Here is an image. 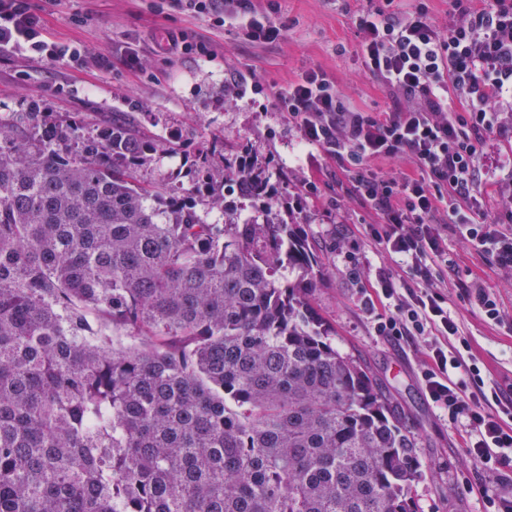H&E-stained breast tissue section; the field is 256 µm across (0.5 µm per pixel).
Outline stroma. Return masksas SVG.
Segmentation results:
<instances>
[{"instance_id":"obj_1","label":"stroma","mask_w":512,"mask_h":512,"mask_svg":"<svg viewBox=\"0 0 512 512\" xmlns=\"http://www.w3.org/2000/svg\"><path fill=\"white\" fill-rule=\"evenodd\" d=\"M158 0H30L39 11L46 35L60 43H78L89 56H106L107 66L72 67L49 63L22 49L0 53V117L27 123L32 106L46 118L79 117L90 128L112 119L116 112L143 113L147 133L164 136L182 132L196 143L223 142L226 152L248 144L258 159L278 162L297 146L298 134L285 114L258 109L247 101L224 100V76L253 72L265 86L276 89L305 69L318 68L334 81L339 95L363 112H391L398 102L384 82L362 73L356 59L360 32L356 17L370 0H277L290 27L284 39L253 44L236 28L211 27ZM186 31L210 40L211 60L196 61L156 53L154 42L166 32ZM136 49L143 72L132 71L127 49ZM309 164L287 170L289 183L314 180L317 200L303 212L279 208L288 224L300 225L323 259L327 274L313 292V302L336 332V345L365 362L398 406L405 425L417 441L423 479L414 493L415 512H482L484 495H512V466L493 474L477 468L466 456L461 440L445 413L426 398L420 383L426 341L418 337L391 340L375 335L371 318L358 301L376 268L389 264L375 246L361 248L358 280L347 274L344 254L349 237L360 235L373 216L357 201L345 210L326 206L337 191L336 164L320 151ZM448 257L462 280L479 279L490 286L506 311L501 324H488L463 297L456 283L447 288L448 306L473 339L477 352L494 378L512 375V273L486 266L460 242L448 236Z\"/></svg>"}]
</instances>
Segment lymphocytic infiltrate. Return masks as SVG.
Masks as SVG:
<instances>
[{"mask_svg": "<svg viewBox=\"0 0 512 512\" xmlns=\"http://www.w3.org/2000/svg\"><path fill=\"white\" fill-rule=\"evenodd\" d=\"M212 26H236L245 40L283 38L276 0H174ZM393 0L362 12L358 57L364 73L385 82L405 101L387 116L349 107L326 73L301 72L266 93L242 74L224 83V96L267 95L285 112L303 146L318 149L347 173L344 195L375 213L364 236L394 261L375 273L361 305L373 315L376 335L429 337L421 385L444 411L466 455L487 472L512 464V384L487 377L472 339L448 308L443 288L455 267L448 235H456L488 266L512 273V203L489 208L485 147L512 139V0H451L447 27L431 17L427 0L396 12ZM23 48L50 62L81 64V45L46 38L29 0H0V52ZM374 160H404L418 176L371 168ZM391 314L375 311L376 302Z\"/></svg>", "mask_w": 512, "mask_h": 512, "instance_id": "1", "label": "lymphocytic infiltrate"}]
</instances>
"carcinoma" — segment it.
<instances>
[{
    "label": "carcinoma",
    "instance_id": "obj_1",
    "mask_svg": "<svg viewBox=\"0 0 512 512\" xmlns=\"http://www.w3.org/2000/svg\"><path fill=\"white\" fill-rule=\"evenodd\" d=\"M40 117L0 119V512H413L414 439L313 305L284 163ZM169 152L182 181L138 179Z\"/></svg>",
    "mask_w": 512,
    "mask_h": 512
}]
</instances>
